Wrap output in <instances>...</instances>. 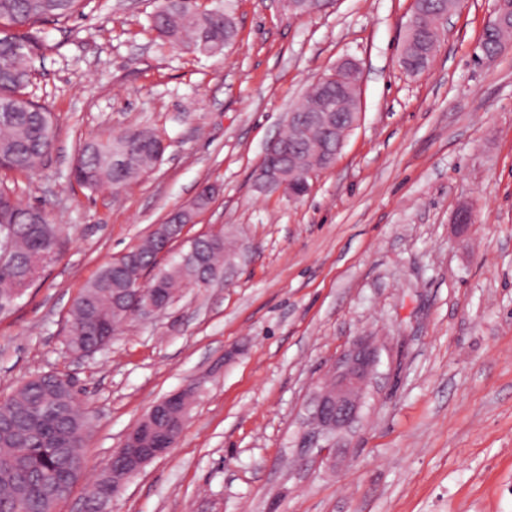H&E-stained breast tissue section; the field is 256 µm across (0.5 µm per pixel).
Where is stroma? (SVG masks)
<instances>
[{
  "label": "stroma",
  "instance_id": "stroma-1",
  "mask_svg": "<svg viewBox=\"0 0 512 512\" xmlns=\"http://www.w3.org/2000/svg\"><path fill=\"white\" fill-rule=\"evenodd\" d=\"M201 2L236 23L217 56L158 38L156 0H91L44 23L27 93L52 114L54 150L32 174L0 169L66 232L0 315V399L59 372L89 419L87 468L55 512H81L126 432L182 390L179 437L112 512H512V49L481 48L495 0H459L418 74L400 65L412 0L302 15L281 0ZM345 59L363 71L358 126L308 194L261 193L267 145ZM127 128L163 136L156 167L117 198L75 183L83 141ZM207 185L211 204L173 249L223 228L233 268L106 347L68 351L85 283ZM361 336L380 357L365 415L331 458L303 454L311 391Z\"/></svg>",
  "mask_w": 512,
  "mask_h": 512
}]
</instances>
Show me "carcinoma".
<instances>
[{"instance_id":"carcinoma-1","label":"carcinoma","mask_w":512,"mask_h":512,"mask_svg":"<svg viewBox=\"0 0 512 512\" xmlns=\"http://www.w3.org/2000/svg\"><path fill=\"white\" fill-rule=\"evenodd\" d=\"M87 0H0V168L28 174L36 170L54 147L55 128L50 113L28 99L24 89L33 77L32 60L41 49L38 25L47 19L65 22L83 12ZM158 36L206 56L223 52L234 40V19L217 5L204 10L181 0H158L152 18ZM433 42L411 34L405 46L409 60L429 59ZM284 141L296 150L300 167L317 172L325 168L323 134L287 127ZM128 158L121 169L113 156ZM161 137L151 129H125L94 136L81 145L73 167L75 181L89 189L109 187L119 195L149 173L161 160ZM13 226L9 246L0 244V299L22 296L43 267L56 259L63 230L45 208L23 206L14 189L0 183V226ZM228 233H210L197 240L206 269L178 257L158 261V232H152L128 252L123 265H104L82 288L70 311L66 342L70 349L92 350L117 334L125 323V308L133 297L124 290L139 288L151 276L142 297L157 290L173 299L183 284L215 279L230 253ZM86 419L65 377L36 375L9 397L0 400V512H16L17 487L27 482L25 512H53L57 499L86 467Z\"/></svg>"}]
</instances>
